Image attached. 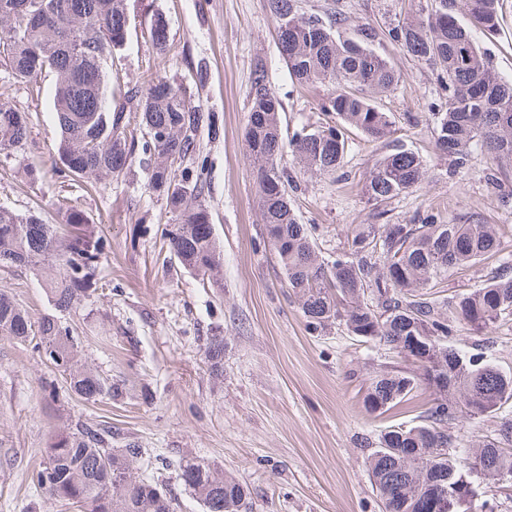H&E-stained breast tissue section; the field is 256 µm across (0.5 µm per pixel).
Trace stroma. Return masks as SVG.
I'll return each mask as SVG.
<instances>
[{
    "label": "stroma",
    "mask_w": 512,
    "mask_h": 512,
    "mask_svg": "<svg viewBox=\"0 0 512 512\" xmlns=\"http://www.w3.org/2000/svg\"><path fill=\"white\" fill-rule=\"evenodd\" d=\"M297 6L306 16L342 13L354 31L387 25L401 0H297ZM127 7V37L112 52L113 107L133 122L138 101L128 90L159 75L177 81L215 117V129L199 130L198 149L186 166L208 188L224 285L211 287L170 252L164 234L174 217L165 197L148 186L156 154L135 152L118 176L71 180L57 155L51 75L34 84L0 65V99L24 112L29 125L25 147L0 155V205L20 213L34 208L47 223L62 225L66 215L56 203L65 197L101 231V286L63 319L79 339L81 363L119 388L93 403L50 391L55 373L35 343L0 335V512H85L45 498L30 481L52 438L76 425L111 427L113 447L142 448L133 475L167 481L174 512H203L173 479L175 467L193 457L246 484L248 512H381L364 468L363 442L389 425L416 424L430 391L417 387L383 414L365 408L374 372L405 371L412 363L341 325L322 333L309 329L264 234L245 142L256 65L265 66L281 100L286 133L336 122V115L319 109L327 86H304L290 74L265 0H127ZM154 11L169 23L163 54L150 42ZM499 14L497 33L479 31L475 40L494 71L510 79L512 0H499ZM379 50L399 83L378 103L395 123L394 139L426 161L425 180L385 208L368 202L362 186L383 145L358 134L334 174L288 164L294 211L325 259L343 250L358 224H418L433 214L442 224L496 225L501 252L449 276L444 294L480 287L491 271L512 262V200H502L512 197V181L490 185L477 149L464 168L453 169L431 135L435 105L446 96L435 72L390 42ZM30 168L39 170V180L29 181ZM53 274L49 267L40 273L0 267V292L40 320L54 311L48 294ZM214 336L224 339L217 372L205 356Z\"/></svg>",
    "instance_id": "35a3bbf8"
}]
</instances>
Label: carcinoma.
I'll return each instance as SVG.
<instances>
[{
    "mask_svg": "<svg viewBox=\"0 0 512 512\" xmlns=\"http://www.w3.org/2000/svg\"><path fill=\"white\" fill-rule=\"evenodd\" d=\"M15 2L0 0V27L19 33L13 41L0 40V62L29 82L45 72L53 75L57 152L68 173L118 176L136 148L157 152L161 162L149 187L166 196L175 216L168 247L182 257L185 270L221 284L215 277L222 264L220 247L215 238L196 232L197 225L210 223L204 186L175 168L195 153L198 132L210 115L166 77L134 92L138 127L128 128L122 114L112 112L107 66L112 49L126 39V0H36L38 7L25 14L15 12ZM266 9L277 25L288 24V41L278 44L289 72L301 84L330 87L321 111L339 118L334 125L303 127L284 139L282 104L265 67H255L245 139L267 239L311 328L326 330L339 322L353 336L413 357L417 370H382L370 379L364 399L369 410L392 409L422 382L431 390L432 403L419 424L390 425L377 443L365 444L373 447L364 464L383 512H415L414 500L442 479L463 489L448 501L447 512H472V475L495 484L502 474L512 475V419L469 450L454 446L448 426L473 423L512 402V373L494 364L489 344L462 352L448 345V338L454 319L476 333L512 319V266H501L483 286L447 300L436 288L449 275L497 254L499 230L493 224H436L428 218L420 224H362L345 250L323 259L291 207L283 161L287 154L303 170L329 175L341 166L351 135L374 140L390 135V116L375 101L398 83L394 66L375 47L385 37L431 67L448 91L445 110L436 113L432 127L436 149L460 166L478 148L488 156L489 180L511 179L512 80L494 73L472 36L474 29L497 30L499 0H431L381 32L368 25L354 35L341 17L325 21L299 15L295 0H266ZM167 30L163 14L153 12L150 34L158 53L167 51L169 37L156 33ZM27 136L25 115L0 100V153L22 149ZM426 173L420 155L390 143L375 161L363 194L384 203L419 188ZM68 216L70 230L64 233L35 211L19 214L0 206V267L54 265L57 275L49 292L59 312L80 306L96 291L104 254V239L89 228L87 217L76 209ZM0 335L22 343L39 339L46 360L78 398L94 402L112 395L110 382L75 359L76 339L60 317L47 316L34 325L14 298L0 292ZM111 440L110 432L91 427L57 434L32 473L34 488L51 500L80 503L87 512H173L163 484L151 477L127 479L144 450L129 447L112 454L107 452ZM174 479L190 485L204 512H241L249 495L246 485L203 459L181 461Z\"/></svg>",
    "mask_w": 512,
    "mask_h": 512,
    "instance_id": "obj_1",
    "label": "carcinoma"
}]
</instances>
